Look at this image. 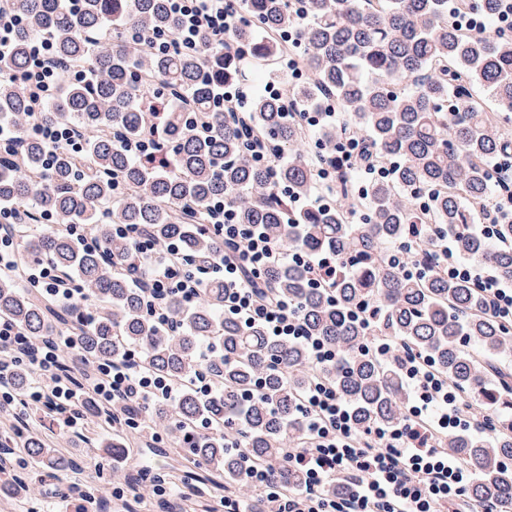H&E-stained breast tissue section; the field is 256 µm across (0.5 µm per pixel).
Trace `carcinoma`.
Returning a JSON list of instances; mask_svg holds the SVG:
<instances>
[{
  "label": "carcinoma",
  "instance_id": "carcinoma-1",
  "mask_svg": "<svg viewBox=\"0 0 512 512\" xmlns=\"http://www.w3.org/2000/svg\"><path fill=\"white\" fill-rule=\"evenodd\" d=\"M457 7L456 0H306L301 21L291 0L236 3L248 23L231 38L246 57L269 65L292 54L313 76L289 88L295 102L314 109L336 101L343 126L360 131L367 143L358 167L395 162L393 175L371 179L359 196L350 173L339 172L335 206L299 211L293 198L313 194L325 157L311 144L336 141L340 127L314 133L297 119L287 122L282 99L268 96L254 98L245 112L213 111L219 79L244 81L252 69L238 59L218 64L224 49L208 36L201 39L209 47L207 59L192 52L142 58L134 32L178 33L167 0H83L75 15L61 0H15L24 22L0 63V119L14 122L37 111L43 121L81 128L86 169L75 175L72 157L61 149L55 168L42 177L45 145L23 134L17 147L0 146V203L92 227L101 243L97 252L79 250L53 228L26 231L22 245L75 275L99 310L85 327L71 302H46L18 276L5 275L0 315L35 338L68 327L77 346L60 360L68 374L76 356L87 364L144 348L145 366L180 384L182 395L176 404L134 406L131 416L173 425L180 447L183 427L196 426L189 453L223 471L230 488L237 487L247 462L270 469L286 488L299 484L288 449L307 443L296 402L317 377L336 382L356 428L401 422L408 391L393 367L366 351L369 337L384 336L401 350L426 356L476 425L495 415L492 436L450 434L441 446L477 469L471 500L511 507L512 331L485 310L473 286L432 267L413 278L403 271L405 263H425L449 236L460 241L468 261L512 284V220L495 221L496 244L473 229L492 217V167L512 148L499 132L501 118L512 112V39L463 31L453 23ZM288 31L296 33V44L285 42ZM41 37L53 41L60 67L90 70L95 78L67 80L37 106L19 80L29 68L32 42ZM474 84L486 89L497 111L471 93ZM190 116L209 126L208 136L190 131ZM153 122L163 147L137 160L127 156L120 142L145 135ZM259 141L288 156L276 186L253 159ZM115 177L125 187L120 201L112 200ZM217 197L240 223L266 225L286 256L336 254V280L326 288L309 287L310 272L287 259L264 271L259 285L296 303L307 329L341 352L343 364H319L299 345L222 317L221 282L209 283L190 306L177 296L168 299L179 317L175 329L144 313L138 287L144 269L131 245L112 237V225L148 227L162 243L177 241L189 260L213 255L221 245L198 223V214ZM360 305L375 309L368 327L348 316ZM204 343L212 352L206 367L220 386L207 400L190 387ZM202 421L211 427L199 426ZM232 431L240 437L237 450L225 447ZM3 439L0 470L6 478L0 490L7 494L18 497L30 488L25 476L4 470L11 443L23 444L31 460L51 470L81 469L80 461L57 455L34 435Z\"/></svg>",
  "mask_w": 512,
  "mask_h": 512
}]
</instances>
